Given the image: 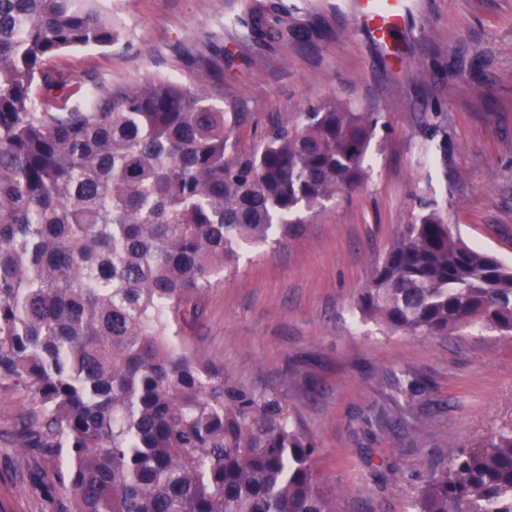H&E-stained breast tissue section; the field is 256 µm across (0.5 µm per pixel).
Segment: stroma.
<instances>
[{"mask_svg":"<svg viewBox=\"0 0 512 512\" xmlns=\"http://www.w3.org/2000/svg\"><path fill=\"white\" fill-rule=\"evenodd\" d=\"M249 2L105 0L119 40L67 51L60 63L88 86L175 76L206 89L236 113L244 152L271 124L301 123L313 103L382 114L369 180L281 244L242 250L236 274L202 298L191 349L223 365L225 379L288 405L340 512H408L407 480L512 429V339L472 328L390 334L353 305L400 226L433 201L466 244L512 267V0H402L404 22L384 47L349 0H288L323 31L301 49L242 42L227 21ZM211 41L235 54L218 77L193 59ZM435 109L444 166L421 132ZM394 373L421 385L423 434L377 425ZM33 465L0 440V512H52L22 479Z\"/></svg>","mask_w":512,"mask_h":512,"instance_id":"35a3bbf8","label":"stroma"}]
</instances>
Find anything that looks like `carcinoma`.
Instances as JSON below:
<instances>
[{"label": "carcinoma", "instance_id": "carcinoma-1", "mask_svg": "<svg viewBox=\"0 0 512 512\" xmlns=\"http://www.w3.org/2000/svg\"><path fill=\"white\" fill-rule=\"evenodd\" d=\"M236 25L253 44L317 35L281 0H252ZM118 35L100 0H0V392L27 397L9 444L50 476L54 512H339L281 402L189 350V306L239 248L280 242L362 186L381 116L330 99L243 153L224 108L177 79L87 91L54 65ZM197 63L217 76L224 57ZM355 310L392 332L512 336V268L431 207ZM391 387L383 428L418 425L416 385ZM408 494L409 512H512V430Z\"/></svg>", "mask_w": 512, "mask_h": 512}]
</instances>
